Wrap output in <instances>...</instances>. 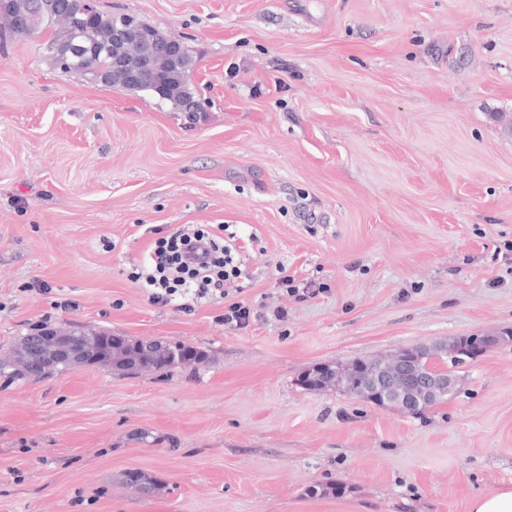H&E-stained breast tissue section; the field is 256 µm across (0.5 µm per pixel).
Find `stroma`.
I'll return each instance as SVG.
<instances>
[{
    "mask_svg": "<svg viewBox=\"0 0 512 512\" xmlns=\"http://www.w3.org/2000/svg\"><path fill=\"white\" fill-rule=\"evenodd\" d=\"M97 6L182 37L205 107L62 72L44 34L0 40V354L44 325L206 358L0 376V512H468L512 486V342L419 415L298 383L512 332V0ZM192 224L229 225L245 276L184 313L129 274L146 226ZM233 302L248 327L223 324ZM185 349L186 346L179 341L162 344L161 350L151 351L148 356V364L144 368L150 371H169L181 364L179 355L182 356Z\"/></svg>",
    "mask_w": 512,
    "mask_h": 512,
    "instance_id": "stroma-1",
    "label": "stroma"
}]
</instances>
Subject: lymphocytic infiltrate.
<instances>
[{
    "mask_svg": "<svg viewBox=\"0 0 512 512\" xmlns=\"http://www.w3.org/2000/svg\"><path fill=\"white\" fill-rule=\"evenodd\" d=\"M224 231L221 224H198L156 238L132 280L148 291L152 301L177 300L185 311L191 301L223 292L242 275L235 258L237 246L225 239Z\"/></svg>",
    "mask_w": 512,
    "mask_h": 512,
    "instance_id": "1",
    "label": "lymphocytic infiltrate"
}]
</instances>
